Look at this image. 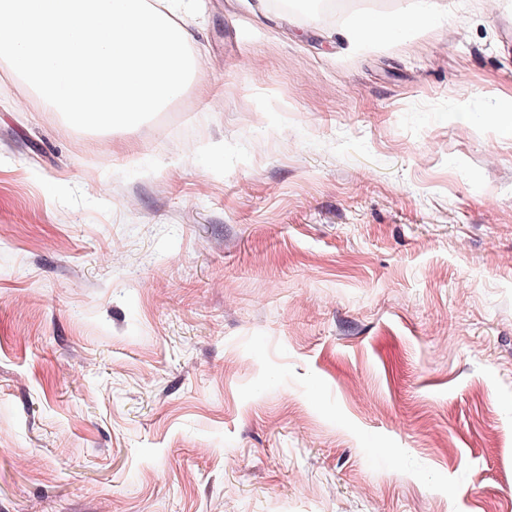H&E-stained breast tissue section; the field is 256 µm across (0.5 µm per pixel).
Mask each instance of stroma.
<instances>
[{
  "instance_id": "1",
  "label": "stroma",
  "mask_w": 512,
  "mask_h": 512,
  "mask_svg": "<svg viewBox=\"0 0 512 512\" xmlns=\"http://www.w3.org/2000/svg\"><path fill=\"white\" fill-rule=\"evenodd\" d=\"M426 3L201 0L133 129L0 66V512H512V0ZM316 2L318 9L325 15H334L345 6L346 0H277L276 5L285 10H304L312 8L308 2ZM434 23L428 10H414L403 14H362L346 30L353 44H374L393 40L409 28H427Z\"/></svg>"
}]
</instances>
